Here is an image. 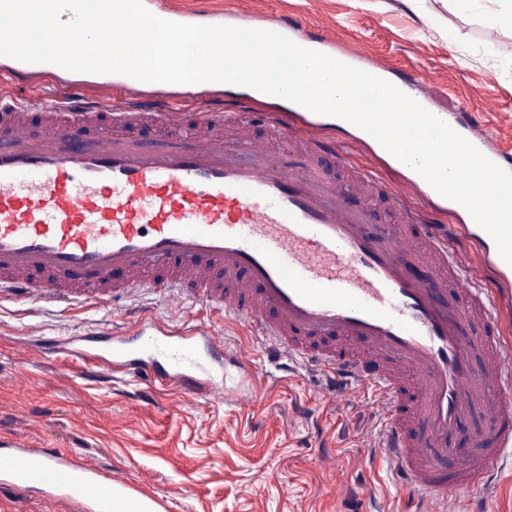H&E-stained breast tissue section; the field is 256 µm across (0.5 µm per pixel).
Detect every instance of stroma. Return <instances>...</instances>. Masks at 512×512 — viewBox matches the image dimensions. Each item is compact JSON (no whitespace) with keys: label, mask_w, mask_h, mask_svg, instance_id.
Masks as SVG:
<instances>
[{"label":"stroma","mask_w":512,"mask_h":512,"mask_svg":"<svg viewBox=\"0 0 512 512\" xmlns=\"http://www.w3.org/2000/svg\"><path fill=\"white\" fill-rule=\"evenodd\" d=\"M254 8L267 20L300 17L375 61L427 74L438 110H468L512 156V26L498 24L496 0H477L468 12L445 0H254ZM138 302L253 365L252 392L237 393L240 375L229 361L210 396L170 386L147 395L150 380L134 366L99 382L78 351L93 337L138 336L143 325L128 302L68 309L0 300V416L35 447L111 470L164 512H409L375 446L362 392L333 399L321 372L278 371L266 343L223 309L149 291ZM27 339L42 353H27ZM328 449L332 475L318 465Z\"/></svg>","instance_id":"stroma-1"}]
</instances>
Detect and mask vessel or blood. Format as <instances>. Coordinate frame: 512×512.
I'll use <instances>...</instances> for the list:
<instances>
[{
	"instance_id": "b4317fda",
	"label": "vessel or blood",
	"mask_w": 512,
	"mask_h": 512,
	"mask_svg": "<svg viewBox=\"0 0 512 512\" xmlns=\"http://www.w3.org/2000/svg\"><path fill=\"white\" fill-rule=\"evenodd\" d=\"M227 23L281 33L436 106L425 74L374 62L296 17L258 23L253 0H234ZM123 82L117 102L106 81L79 95L35 85L0 97V299L75 307L149 289L223 308L281 358L320 370L332 395L373 398L380 454L416 512H483L478 491L512 459V266L492 238L422 177L382 186L353 168L366 139L339 144L316 123L239 107L186 113ZM442 119L512 171L465 112ZM143 124L155 139L132 136ZM377 186L393 218L374 224L346 199ZM413 199L442 201L452 223H420ZM80 355L104 370L141 366L191 396L224 375L223 349L194 329L134 344L111 336ZM35 489L42 512L74 493L97 512L158 508L101 466L12 432L0 492Z\"/></svg>"
}]
</instances>
